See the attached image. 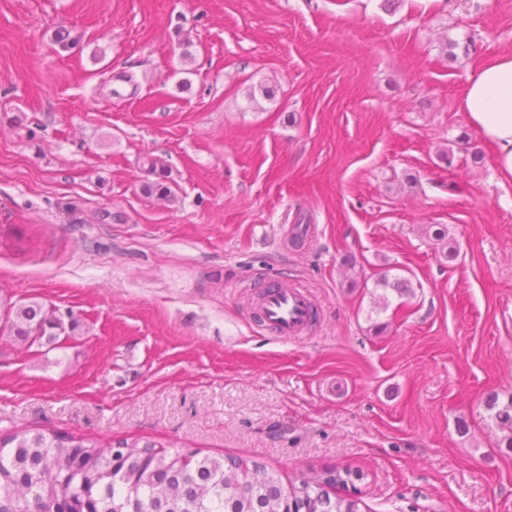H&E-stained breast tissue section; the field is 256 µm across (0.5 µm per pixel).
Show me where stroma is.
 <instances>
[{
	"label": "stroma",
	"instance_id": "1",
	"mask_svg": "<svg viewBox=\"0 0 512 512\" xmlns=\"http://www.w3.org/2000/svg\"><path fill=\"white\" fill-rule=\"evenodd\" d=\"M491 53L512 0H0V291L80 322L51 351L0 328V433L512 512L485 408L512 399V182L460 109ZM270 277L315 296L307 336L254 320Z\"/></svg>",
	"mask_w": 512,
	"mask_h": 512
}]
</instances>
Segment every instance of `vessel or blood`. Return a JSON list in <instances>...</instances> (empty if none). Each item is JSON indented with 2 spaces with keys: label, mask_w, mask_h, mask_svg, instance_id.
Returning <instances> with one entry per match:
<instances>
[{
  "label": "vessel or blood",
  "mask_w": 512,
  "mask_h": 512,
  "mask_svg": "<svg viewBox=\"0 0 512 512\" xmlns=\"http://www.w3.org/2000/svg\"><path fill=\"white\" fill-rule=\"evenodd\" d=\"M259 323L275 336H302L315 317V303L309 291L277 280L269 281L260 293Z\"/></svg>",
  "instance_id": "1"
}]
</instances>
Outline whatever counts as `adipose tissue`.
<instances>
[{
  "label": "adipose tissue",
  "instance_id": "adipose-tissue-1",
  "mask_svg": "<svg viewBox=\"0 0 512 512\" xmlns=\"http://www.w3.org/2000/svg\"><path fill=\"white\" fill-rule=\"evenodd\" d=\"M461 109L493 148L499 174L512 181V54L490 55L473 66Z\"/></svg>",
  "mask_w": 512,
  "mask_h": 512
}]
</instances>
